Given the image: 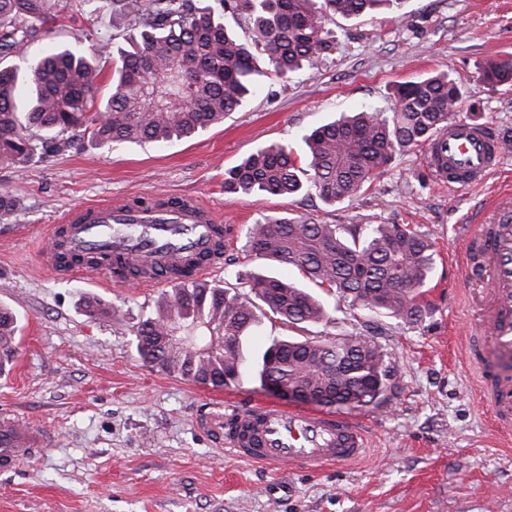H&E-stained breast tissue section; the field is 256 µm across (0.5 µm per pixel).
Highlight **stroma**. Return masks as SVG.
Here are the masks:
<instances>
[{
	"instance_id": "stroma-1",
	"label": "stroma",
	"mask_w": 512,
	"mask_h": 512,
	"mask_svg": "<svg viewBox=\"0 0 512 512\" xmlns=\"http://www.w3.org/2000/svg\"><path fill=\"white\" fill-rule=\"evenodd\" d=\"M331 50L290 80L264 89L222 124L165 144H76L24 167L0 166V189L20 202L0 214V305L18 318L17 357L0 375V415L51 436L34 457L0 468V512H512V448L501 445L491 412L462 359L458 331L471 310L450 256L460 225L512 189V151L482 183L440 184L425 150L395 157L361 196L333 205L317 197L236 195L224 171L256 147L296 145L299 134L360 108L385 110L394 82L448 72L466 93L458 114L512 134V86L480 80L491 59L512 56V0H404L358 18L328 16ZM132 28L116 23L112 0L50 40L96 55L104 77ZM193 196L214 207L237 235L210 281L248 290L261 260L242 250L247 228L265 214L319 224H408L431 238L436 254L423 317L407 323L337 301L332 323H286L258 314L246 351L273 340L337 336L374 342L389 375L384 400L345 407L367 423L364 460L319 474L261 467L229 457L195 419L215 400L276 403L258 377L220 390L146 364L135 332L163 282L113 285L95 272L59 278L34 259L50 225L107 197L151 200ZM107 316L91 315L93 306Z\"/></svg>"
}]
</instances>
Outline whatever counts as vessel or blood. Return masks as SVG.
<instances>
[{"label": "vessel or blood", "instance_id": "b4317fda", "mask_svg": "<svg viewBox=\"0 0 512 512\" xmlns=\"http://www.w3.org/2000/svg\"><path fill=\"white\" fill-rule=\"evenodd\" d=\"M502 140L489 127L468 118L441 126L429 147L427 164L436 178L465 188L498 168ZM230 229L197 199L144 208L128 199H102L69 211L50 230V245L39 265L58 277L94 270L124 278L113 257L143 268L139 284L153 286L156 269L170 268L187 254L202 255L193 275L205 277L224 261ZM100 255L97 265L69 262L70 254ZM454 265L460 285L473 291L488 281L487 302L471 336L463 340L465 359L476 373L481 399L490 407L497 431L512 437V375L501 372L512 361V198L502 197L489 215L466 226ZM199 423L233 457L260 465L288 464L316 473L325 466L348 465L368 452L366 428L354 417L269 403H238L209 411ZM48 442L47 434L19 420L0 419V464L29 459Z\"/></svg>", "mask_w": 512, "mask_h": 512}]
</instances>
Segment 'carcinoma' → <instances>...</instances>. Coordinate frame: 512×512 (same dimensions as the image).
<instances>
[{
	"label": "carcinoma",
	"mask_w": 512,
	"mask_h": 512,
	"mask_svg": "<svg viewBox=\"0 0 512 512\" xmlns=\"http://www.w3.org/2000/svg\"><path fill=\"white\" fill-rule=\"evenodd\" d=\"M115 12L140 28L118 49L106 97L93 57L73 47H47L24 68H0V165L23 166L59 154L77 137L100 145L166 142L224 121L262 88L260 77L290 79L330 47L328 14L356 18L402 0H112ZM52 0H0V55L18 54L62 25ZM231 15L245 36L224 24ZM263 60L266 69L257 66ZM197 73L193 105L162 103L180 93L177 74ZM482 83H512V61L489 60ZM463 92L447 72L394 84L393 108L361 110L301 135L303 155L273 142L224 173V192L296 195L313 192L334 204L358 197L396 152L425 147L448 123ZM36 129L40 134L34 135ZM243 251L268 265L292 266L354 309L405 321L425 308L434 266L430 238L408 224H318L301 217L262 216L245 234ZM186 276L155 302L136 331L147 364L198 384L222 387L248 371L243 340L257 323L256 303L291 324L332 320L329 305L276 276L255 274L245 296ZM17 317L0 310V366L14 356ZM231 347L224 348L220 339ZM388 376L383 355L365 339L279 340L262 354L258 377L293 390L336 398L344 406L378 403Z\"/></svg>",
	"instance_id": "carcinoma-1"
}]
</instances>
